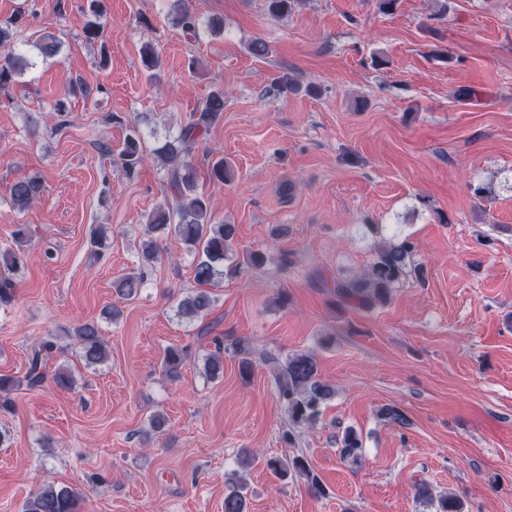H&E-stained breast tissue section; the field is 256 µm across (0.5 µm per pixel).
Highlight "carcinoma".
<instances>
[{"label": "carcinoma", "mask_w": 512, "mask_h": 512, "mask_svg": "<svg viewBox=\"0 0 512 512\" xmlns=\"http://www.w3.org/2000/svg\"><path fill=\"white\" fill-rule=\"evenodd\" d=\"M295 0H267L268 14L281 18L291 13ZM90 10L95 20L84 27L85 39L99 38L103 31V10L100 0H90ZM173 11L177 25L186 35L198 39L201 31L219 32L224 22L213 17L201 23L189 8L188 0H174ZM9 31L0 28V90L18 82V79L33 67L31 57L15 52L10 42ZM38 54L53 57L59 53L60 41L52 33L43 34L34 45ZM224 114V90L214 89L201 109L190 115L180 127L178 134L154 149V156L168 172L169 193L162 203L144 216L145 236L138 250L139 268L125 275L115 284L118 295L127 300L138 296L145 283L141 269L157 262L160 256L159 240L169 234L177 237L185 249L196 256L195 282L197 287L183 296L177 304V315L189 321L205 315L214 303L210 286L219 276H234L237 267L224 266L228 253L232 252L236 229L232 224L214 221L210 198L197 187L196 171L190 161L195 145L205 137L222 119ZM122 167L127 175H133L144 160V139L139 126H134L124 140L120 153ZM209 179L217 183L233 180L231 166L220 158L208 169ZM43 191L42 182L35 177H23L10 187V200L19 211L37 202ZM371 233L380 236L375 245L371 265L365 276L356 279H336L328 283L323 274L318 278L336 298L340 306L372 310L386 305L393 289L406 278H418L422 268L413 262V246L396 234L384 235L377 224L368 225ZM28 235L26 225H16L14 241L17 248L0 253V305L15 299L18 287L17 275L26 266V254L22 245ZM62 335L71 338L76 359L86 368L104 363L109 356L107 346L97 323L86 322L62 330ZM214 350L203 358V375L217 380L224 375V340H213ZM238 358L242 379H248L254 369L253 348L242 342L232 343ZM57 344L48 338L32 350L23 379L0 377V393L8 394L21 383L30 389L42 386L46 378L63 389L74 386V377L65 367L50 368ZM186 359L182 347L171 345L164 350L161 367L171 378H176ZM265 361L273 372L278 401L288 416L283 430V439L291 444L296 433L304 427L316 424L321 408L335 395L334 387L323 381L318 374L317 355L313 351H300L284 358L267 357ZM340 456L345 462L356 463L363 455V439L353 428H347L340 439ZM268 468L279 478L297 474L303 478L316 496L324 494L320 477L311 468L304 455H295L283 461L279 458L267 460ZM224 482L230 492L224 497V512H248L247 496L238 471L224 473ZM418 501L433 509V512H464V501L455 493L434 496L429 488L421 484L416 488ZM80 490L59 487L53 483L41 486L25 503L24 512H80Z\"/></svg>", "instance_id": "cac0c4a2"}]
</instances>
